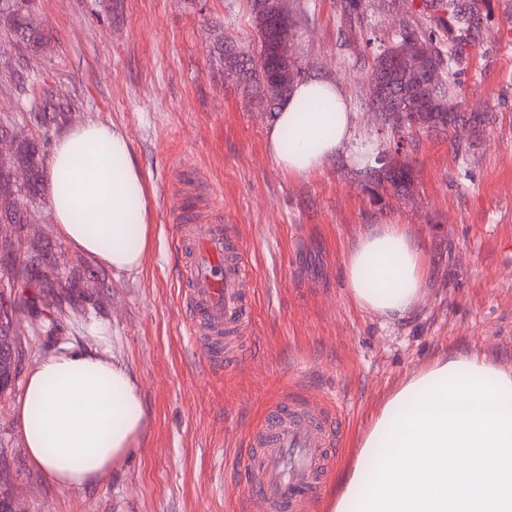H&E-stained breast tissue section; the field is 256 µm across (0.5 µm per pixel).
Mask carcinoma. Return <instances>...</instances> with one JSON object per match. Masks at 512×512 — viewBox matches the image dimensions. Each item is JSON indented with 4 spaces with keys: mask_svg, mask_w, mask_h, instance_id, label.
I'll use <instances>...</instances> for the list:
<instances>
[{
    "mask_svg": "<svg viewBox=\"0 0 512 512\" xmlns=\"http://www.w3.org/2000/svg\"><path fill=\"white\" fill-rule=\"evenodd\" d=\"M258 0H251L257 43L243 52L229 41H224V65L228 74L254 84L262 89L271 106H276L288 95L298 74L293 55L282 53L276 36L277 22L261 14ZM420 13L429 24L428 38H423L416 29L404 26L395 39L382 47L373 57L371 76L382 78L390 88L392 101L402 108L389 126L396 137V150H379L376 159L381 166L371 172L372 196L378 190L390 188L394 195L403 196L411 189V171L408 159L400 158L404 135L414 127L447 131L455 120L469 123L476 130L486 122L484 112H464V101L458 93L457 74L460 66L469 57V48L478 44L483 35V18L479 0H420ZM453 24L456 35L445 42L435 38V31ZM411 38L414 46L425 47L436 56L438 76L436 83L424 89L420 99L412 91V75L397 68L393 62L396 46ZM10 177L0 169V215L11 224L29 223L25 204L15 200ZM15 342L12 319L8 307L0 303V360L11 355V344Z\"/></svg>",
    "mask_w": 512,
    "mask_h": 512,
    "instance_id": "carcinoma-1",
    "label": "carcinoma"
}]
</instances>
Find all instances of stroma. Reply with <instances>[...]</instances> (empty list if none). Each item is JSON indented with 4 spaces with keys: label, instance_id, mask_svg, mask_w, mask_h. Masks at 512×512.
Returning a JSON list of instances; mask_svg holds the SVG:
<instances>
[{
    "label": "stroma",
    "instance_id": "35a3bbf8",
    "mask_svg": "<svg viewBox=\"0 0 512 512\" xmlns=\"http://www.w3.org/2000/svg\"><path fill=\"white\" fill-rule=\"evenodd\" d=\"M301 76L339 87L355 114L352 145L389 147L369 100L378 44L402 25L424 27L411 0H287ZM485 30L458 75L479 131L420 130L402 152L411 192L372 198L365 170L345 157L303 178L280 171L266 148L273 121L259 87L224 69L222 46L254 45L250 0H18L0 14V165L14 189L28 172L19 144L37 145L47 175L54 142L91 121L112 125L144 176L152 237L143 264L115 272L61 236L48 195L26 224L0 222V298L10 308L16 376L0 391V488L18 512H235L233 479L250 431L289 389L356 409L344 468L369 417L407 374L438 356L475 353L512 368V0H482ZM24 18L42 42L23 41ZM193 208L209 185L224 190V222L254 253L252 348L237 364L206 363L185 333L175 227L166 216L178 176ZM380 224L403 225L430 268L407 315L362 310L345 259ZM54 257L53 285L20 289L27 257ZM64 342L108 351L134 372L150 429L126 462L89 487H59L27 455L13 406L27 371ZM330 474L316 512H331Z\"/></svg>",
    "mask_w": 512,
    "mask_h": 512
}]
</instances>
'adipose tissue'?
<instances>
[{"instance_id":"obj_1","label":"adipose tissue","mask_w":512,"mask_h":512,"mask_svg":"<svg viewBox=\"0 0 512 512\" xmlns=\"http://www.w3.org/2000/svg\"><path fill=\"white\" fill-rule=\"evenodd\" d=\"M325 100L327 110L300 111ZM354 115L333 82H297L274 115L266 147L292 176L345 151ZM294 135L282 141L283 131ZM49 198L61 234L116 271L137 270L150 226L128 222L144 179L127 138L90 122L57 140ZM355 303L388 317L415 307L429 275L424 254L398 224L360 237L345 262ZM30 463L63 487L91 485L139 448L149 430L137 379L113 357L64 344L26 373L14 405ZM333 512H512V369L453 354L408 375L381 403L341 478Z\"/></svg>"}]
</instances>
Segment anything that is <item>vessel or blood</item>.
<instances>
[{
    "label": "vessel or blood",
    "instance_id": "obj_1",
    "mask_svg": "<svg viewBox=\"0 0 512 512\" xmlns=\"http://www.w3.org/2000/svg\"><path fill=\"white\" fill-rule=\"evenodd\" d=\"M170 217L182 255L181 299L186 332L209 362L233 365L253 343L256 279L252 257L224 224L216 189L183 210L175 182ZM349 412L333 396L290 388L251 431L240 457L248 493L243 512H309L342 446Z\"/></svg>",
    "mask_w": 512,
    "mask_h": 512
}]
</instances>
